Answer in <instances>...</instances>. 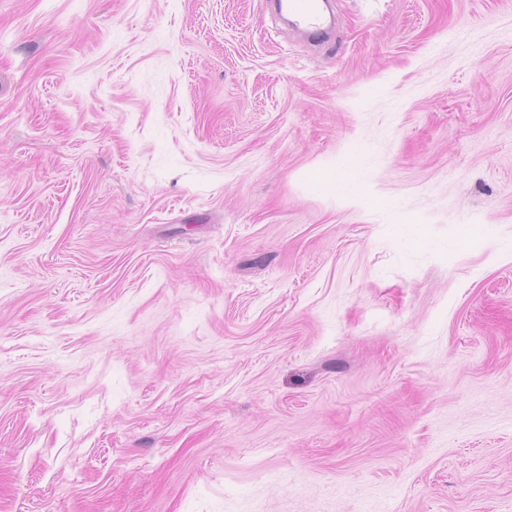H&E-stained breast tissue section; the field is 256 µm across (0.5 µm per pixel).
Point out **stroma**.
Masks as SVG:
<instances>
[{
    "mask_svg": "<svg viewBox=\"0 0 512 512\" xmlns=\"http://www.w3.org/2000/svg\"><path fill=\"white\" fill-rule=\"evenodd\" d=\"M333 6L0 0V512H512V0ZM288 8L300 18L305 30L311 34H323L326 21L315 0H290Z\"/></svg>",
    "mask_w": 512,
    "mask_h": 512,
    "instance_id": "stroma-1",
    "label": "stroma"
}]
</instances>
